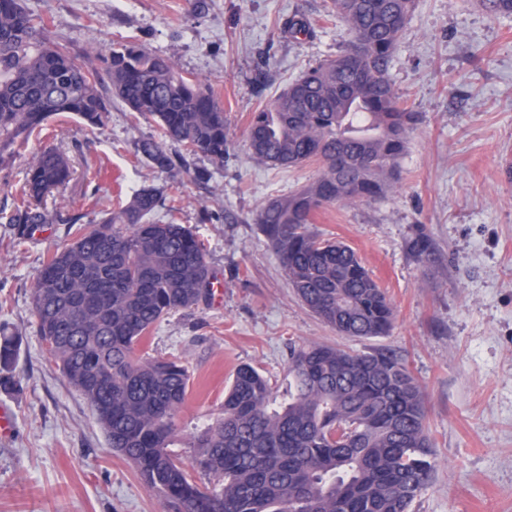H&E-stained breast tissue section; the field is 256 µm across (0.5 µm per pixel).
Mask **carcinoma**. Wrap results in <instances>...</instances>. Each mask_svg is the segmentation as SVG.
<instances>
[{
    "label": "carcinoma",
    "instance_id": "obj_1",
    "mask_svg": "<svg viewBox=\"0 0 512 512\" xmlns=\"http://www.w3.org/2000/svg\"><path fill=\"white\" fill-rule=\"evenodd\" d=\"M481 3L490 15L512 13V0ZM412 7L413 0H333L349 24L348 48L306 70L250 125L257 161L323 168L317 180L269 200L256 223L298 298L350 338L387 335L394 311L355 251L321 238L313 217L336 202L375 200L400 179L398 161L420 116L396 94L390 69ZM46 29L23 0H0V164L20 155L53 116L93 127L107 120L97 72L48 42ZM103 63L113 97L159 124L162 139L138 145L153 168L164 172L197 155L224 161V110L203 80L183 77L133 43L112 45ZM167 141L179 151L170 152ZM70 177L67 156L44 149L0 220L19 239L55 223L43 199ZM166 200L155 186L115 210L97 199L99 221L70 216L72 242L35 276L41 341L88 400L112 450L179 512H411L435 463L421 386L389 351L294 349L281 402L262 374L241 366L220 416L196 441V466L207 480L168 452L190 374L180 361L146 357L138 346L164 316L207 300L211 272L190 229L153 220ZM411 251L426 265L434 246L421 234ZM15 355L13 339L1 335L0 371Z\"/></svg>",
    "mask_w": 512,
    "mask_h": 512
}]
</instances>
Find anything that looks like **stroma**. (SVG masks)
Wrapping results in <instances>:
<instances>
[{
	"label": "stroma",
	"mask_w": 512,
	"mask_h": 512,
	"mask_svg": "<svg viewBox=\"0 0 512 512\" xmlns=\"http://www.w3.org/2000/svg\"><path fill=\"white\" fill-rule=\"evenodd\" d=\"M24 0L47 23L50 42L111 81L107 47L134 43L201 77L224 110L223 162L187 158L168 172L137 152L159 138L150 118L112 100L104 126L50 119L21 156L0 166V210H11L42 148L67 153L74 173L46 201L60 223L24 243L0 223V329L17 343L14 386L0 387L17 429L0 440V512H173L134 467L109 447L85 397L48 354L32 305L34 278L70 243L63 218L94 200L128 202L144 186L179 185L178 223L204 244L220 298L170 313L142 354L180 359L190 393L176 417L170 453L185 467L195 438L215 422L236 368H256L288 387L293 348L339 345L396 352L420 383L436 469L412 512H512V14H486L479 0H414L390 71L398 96L420 123L399 161L401 177L383 197L318 212L316 231L350 246L395 310L388 335L347 338L296 296L254 219L269 200L319 178L318 164L272 167L253 158L254 112L309 66L339 54L346 23L332 0ZM311 23L291 37L289 18ZM208 173L198 180L196 171ZM427 234L435 253L419 264L410 250Z\"/></svg>",
	"instance_id": "obj_1"
}]
</instances>
